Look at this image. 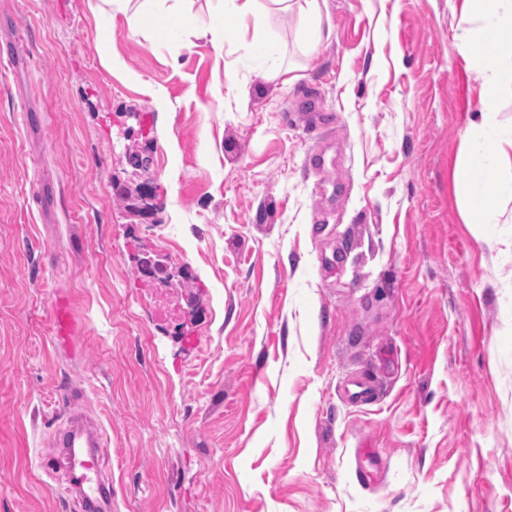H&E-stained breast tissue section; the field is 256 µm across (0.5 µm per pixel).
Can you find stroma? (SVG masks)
Segmentation results:
<instances>
[{"instance_id": "obj_1", "label": "stroma", "mask_w": 512, "mask_h": 512, "mask_svg": "<svg viewBox=\"0 0 512 512\" xmlns=\"http://www.w3.org/2000/svg\"><path fill=\"white\" fill-rule=\"evenodd\" d=\"M182 6L209 36H158ZM319 6L314 47L270 0L245 39L220 0L135 32L0 0V512H86L49 443L67 403L102 425L112 512H512V223L459 190L465 0ZM147 177L145 220L114 188ZM140 248L194 308L145 306Z\"/></svg>"}]
</instances>
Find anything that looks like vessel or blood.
I'll use <instances>...</instances> for the list:
<instances>
[{
	"label": "vessel or blood",
	"mask_w": 512,
	"mask_h": 512,
	"mask_svg": "<svg viewBox=\"0 0 512 512\" xmlns=\"http://www.w3.org/2000/svg\"><path fill=\"white\" fill-rule=\"evenodd\" d=\"M54 447L60 448L70 460L72 478L79 495L87 502L94 503L112 497V489L97 478L96 463L75 460L74 451L78 448H98L102 436L94 424L81 413H72L65 424L52 436Z\"/></svg>",
	"instance_id": "obj_1"
}]
</instances>
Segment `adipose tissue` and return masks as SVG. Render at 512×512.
Returning a JSON list of instances; mask_svg holds the SVG:
<instances>
[{
  "mask_svg": "<svg viewBox=\"0 0 512 512\" xmlns=\"http://www.w3.org/2000/svg\"><path fill=\"white\" fill-rule=\"evenodd\" d=\"M468 7L459 21L461 37L476 57L484 74L482 110L473 123L471 155L461 186L467 196V221L494 223L497 204L512 200V178L498 171L512 167V125L496 119V103L512 86V58L498 52L500 44L512 43V0H466Z\"/></svg>",
  "mask_w": 512,
  "mask_h": 512,
  "instance_id": "ef3b65f1",
  "label": "adipose tissue"
}]
</instances>
